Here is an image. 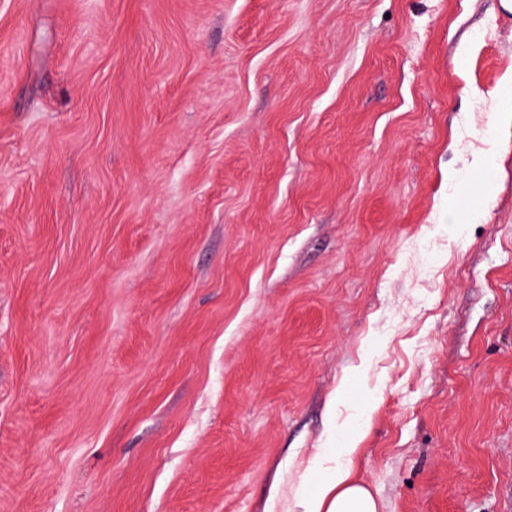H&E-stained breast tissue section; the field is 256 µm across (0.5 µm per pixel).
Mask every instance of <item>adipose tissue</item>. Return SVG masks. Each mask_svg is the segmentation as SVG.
<instances>
[{
	"mask_svg": "<svg viewBox=\"0 0 512 512\" xmlns=\"http://www.w3.org/2000/svg\"><path fill=\"white\" fill-rule=\"evenodd\" d=\"M303 512H378L371 491L349 469L335 467L302 499Z\"/></svg>",
	"mask_w": 512,
	"mask_h": 512,
	"instance_id": "ef3b65f1",
	"label": "adipose tissue"
}]
</instances>
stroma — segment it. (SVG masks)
<instances>
[{
  "label": "stroma",
  "mask_w": 512,
  "mask_h": 512,
  "mask_svg": "<svg viewBox=\"0 0 512 512\" xmlns=\"http://www.w3.org/2000/svg\"><path fill=\"white\" fill-rule=\"evenodd\" d=\"M500 0H0V512H512ZM303 512H377L371 491L344 467L328 468L324 477L302 499Z\"/></svg>",
  "instance_id": "1"
}]
</instances>
